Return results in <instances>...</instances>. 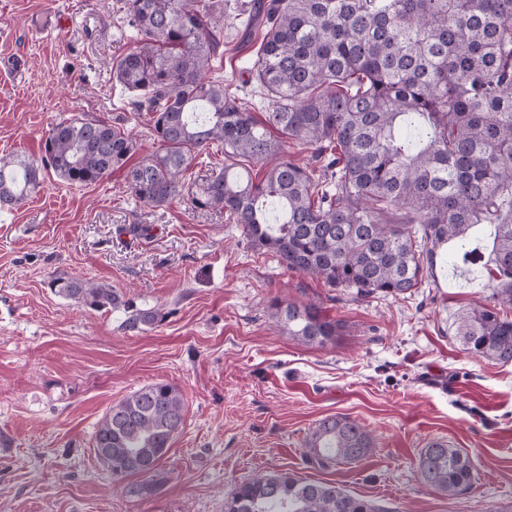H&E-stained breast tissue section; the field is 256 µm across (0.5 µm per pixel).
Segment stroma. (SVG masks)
I'll list each match as a JSON object with an SVG mask.
<instances>
[{
	"label": "stroma",
	"instance_id": "stroma-1",
	"mask_svg": "<svg viewBox=\"0 0 512 512\" xmlns=\"http://www.w3.org/2000/svg\"><path fill=\"white\" fill-rule=\"evenodd\" d=\"M242 0H224V57L212 76L256 111L248 73L262 30L240 38ZM117 0H0V155L37 157L52 124L75 117L125 121L141 154L157 143L112 61L135 36ZM57 13L59 36L31 34ZM475 259L439 261L411 296L355 298L285 270L240 225L184 199L132 200L122 172L82 186L46 175L39 191L0 210V512H224L235 483L259 472L333 482L395 512H512V365L466 353L455 314L493 304V228L471 231ZM57 276L112 286L122 307L94 310L57 295ZM314 303L339 321L336 344H299L272 328L273 299ZM164 320L125 329L127 307ZM173 384L185 423L158 469L115 477L93 451L107 410L132 392ZM347 416L374 439L364 460L321 469L304 444L322 418ZM468 454L471 493L421 482L432 440Z\"/></svg>",
	"mask_w": 512,
	"mask_h": 512
}]
</instances>
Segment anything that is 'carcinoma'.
Here are the masks:
<instances>
[{"instance_id":"obj_1","label":"carcinoma","mask_w":512,"mask_h":512,"mask_svg":"<svg viewBox=\"0 0 512 512\" xmlns=\"http://www.w3.org/2000/svg\"><path fill=\"white\" fill-rule=\"evenodd\" d=\"M135 46L112 64V81L134 94L160 148L135 164L137 140L120 123L63 119L42 156H0V209L37 192L50 171L71 185L125 173L126 191L155 207L186 197L242 227L283 267L359 298H400L433 276L448 243L462 251L477 224L494 227L491 307L461 311L453 336L467 353L512 364V0H248L243 36L265 29L251 63L265 91L263 119L210 80L224 47V0H118ZM314 147L323 174L288 157L281 140ZM224 147V169L199 182L185 174L202 152ZM270 161L259 181L247 165ZM66 299L95 310L122 305L111 287L58 278ZM270 323L311 347L334 344L341 325L316 304L278 298ZM164 320L130 312L126 329ZM184 425V403L157 382L113 405L93 449L112 476L149 475ZM367 428L327 416L305 441L322 468L365 459ZM418 473L450 496L477 482L469 455L435 440ZM224 512H385L338 485L288 473H257L235 484Z\"/></svg>"}]
</instances>
